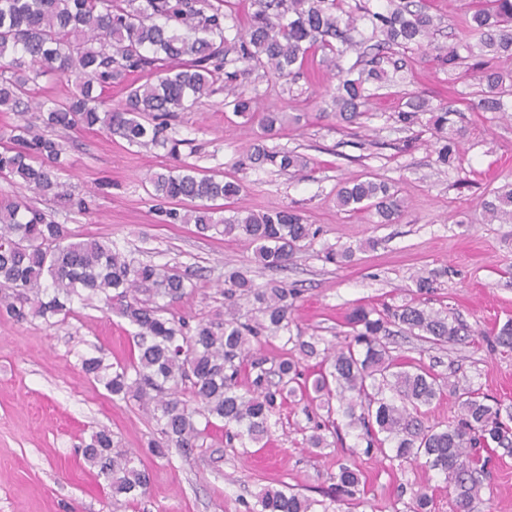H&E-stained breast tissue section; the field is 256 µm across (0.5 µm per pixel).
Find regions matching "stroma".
I'll return each instance as SVG.
<instances>
[{"label": "stroma", "instance_id": "35a3bbf8", "mask_svg": "<svg viewBox=\"0 0 512 512\" xmlns=\"http://www.w3.org/2000/svg\"><path fill=\"white\" fill-rule=\"evenodd\" d=\"M480 3L428 0L441 20L436 41L455 42L465 13ZM402 59L407 83L383 85L372 114L342 127L329 116L336 80L322 54L310 55L290 85L260 68L239 78V91L258 109L300 115L273 143L308 157L305 175L249 168L261 130L236 116L218 93L172 118L169 133L183 141L179 158L161 149L140 150L100 131H67L69 167L63 178L74 188L75 205L60 207L4 181L0 196L33 202L66 224L76 240H110L137 259L178 266L195 289L172 310L192 324L223 312L220 286L225 267L233 266L257 281L273 279L298 289L295 324L328 340L344 337L354 308L380 312L404 303L447 310L472 328L491 330L512 318V224L488 223L481 202L512 181V117L474 108L476 85L464 67L448 70L415 49ZM409 94L453 109L463 133L450 168L437 170L426 123L408 129L398 123ZM180 160L205 174L241 178L243 189L225 201V215L294 209L318 228L317 238L287 267L268 269L255 264L251 250L235 238L161 223L147 176ZM365 178L396 185L406 203L399 223L374 224L367 214L337 208L339 182ZM331 246H351L356 253L350 262L331 264L323 258ZM421 270L436 274L431 293L419 292L413 282ZM134 332L127 319L95 300L73 301L68 317L52 327L0 312V512H246L266 487L288 486L327 499L330 476L341 463L361 471L363 492L359 500L332 503L330 512H410L412 493L422 487L433 496L432 512H455L437 472L376 451L350 454L355 438L348 433L329 447H309L306 418L290 403L277 413L264 447H225L215 429L191 455L175 449L164 458L150 454V416L136 402L112 400L79 361L88 353L113 364L127 361ZM394 342L403 361L512 406V352H492L482 342L435 346L407 334ZM100 429L138 452L150 475L147 495L113 503L104 479L81 454L84 441ZM484 457L488 512H512V456L488 451Z\"/></svg>", "mask_w": 512, "mask_h": 512}]
</instances>
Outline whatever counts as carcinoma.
Segmentation results:
<instances>
[{"label": "carcinoma", "mask_w": 512, "mask_h": 512, "mask_svg": "<svg viewBox=\"0 0 512 512\" xmlns=\"http://www.w3.org/2000/svg\"><path fill=\"white\" fill-rule=\"evenodd\" d=\"M247 27L227 26L232 0H0V112H30L24 123L0 128V178L19 179L34 195L59 205L73 201L71 186L61 180L67 167L59 129L101 130L131 146L161 147L179 156L182 141L166 134L170 118L210 97L224 85L233 112L257 121L264 139L254 144L249 160L257 168L272 167L301 175L308 159L295 151L268 147L265 140L290 121L286 112L256 113L253 100L236 91L239 77L259 65L280 79L292 78L311 53L321 52L339 83L332 97L336 123L353 124L373 110L375 94L369 80L381 69L352 76L342 59L371 27L376 55L383 59L398 50L416 48L448 63L453 70L464 58L475 60L480 73L474 92L483 112L507 114L512 108V75L490 65L491 59L512 57V0H486L463 20L465 38L450 47L433 40L437 18L420 0H387L382 11L349 0H253ZM244 67L224 71L228 41ZM52 70L71 86L63 99L27 101L29 84ZM149 70L156 80L129 87L116 106L94 94L130 71ZM398 112L405 128L429 115L435 134V164L449 165L461 130L450 110L416 97ZM158 212L171 224H193L201 234L244 239L255 261L283 268L318 235V229L293 210L235 213L224 216L217 200L236 197L242 183L219 178L185 163L178 170L148 176ZM336 205L365 211L374 224H393L403 216L405 201L391 186L374 179L344 183ZM482 207L490 223L512 224V182L493 191ZM72 234L51 215L24 200H0V309L16 319L56 318L71 312L67 304L86 290L136 328L133 352L126 363L83 356L82 369L122 400H134L155 422L158 437L150 452L164 456L171 448L188 455L209 428L223 423L229 448H248L270 436L271 417L290 400L313 422L308 443L329 446L339 434L333 415L356 433L351 452L377 450L390 459L413 462L448 480L456 512H480L486 504L484 467L475 451L486 448L512 456V408L504 407L469 385L450 384L456 395V416L441 427L425 422L426 407L441 397L439 375L409 365L394 354L391 328L424 342L450 346L475 342L512 351V319L491 334L472 329L460 318L420 304H404L380 314L358 307L348 318L351 331L338 343L293 330L291 309L296 293L271 281L258 283L242 270L224 273V315L200 319L190 327L169 307L194 284L175 266L129 259L111 241H71ZM247 295L255 315L242 318L234 307ZM282 341L281 353L265 367L254 356L253 343ZM320 359L314 370L303 366ZM250 369L247 385L241 372ZM204 426H197V419ZM87 464L98 469L112 500L146 495L150 479L136 466L137 456L114 445L112 434L98 430L81 448ZM333 501L357 499L359 472L338 464ZM433 500L420 488L412 493L413 512H431ZM249 512H328L322 500L286 487H267L256 495Z\"/></svg>", "instance_id": "cac0c4a2"}]
</instances>
